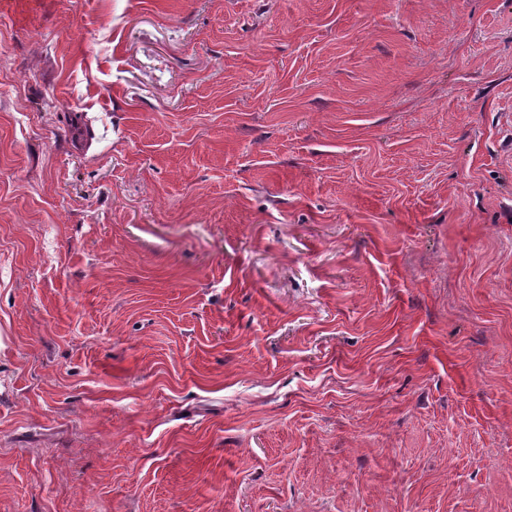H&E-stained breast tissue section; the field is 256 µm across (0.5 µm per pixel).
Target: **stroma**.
<instances>
[{"label":"stroma","instance_id":"obj_1","mask_svg":"<svg viewBox=\"0 0 512 512\" xmlns=\"http://www.w3.org/2000/svg\"><path fill=\"white\" fill-rule=\"evenodd\" d=\"M0 512H512V0H0Z\"/></svg>","mask_w":512,"mask_h":512}]
</instances>
